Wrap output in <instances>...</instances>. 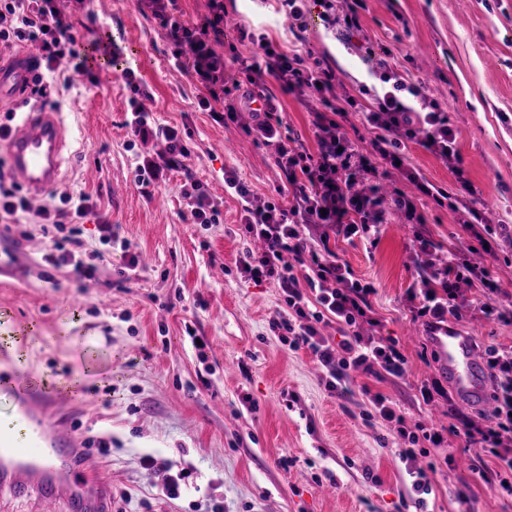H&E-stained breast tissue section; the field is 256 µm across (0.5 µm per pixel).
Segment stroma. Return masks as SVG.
<instances>
[{"instance_id":"35a3bbf8","label":"stroma","mask_w":512,"mask_h":512,"mask_svg":"<svg viewBox=\"0 0 512 512\" xmlns=\"http://www.w3.org/2000/svg\"><path fill=\"white\" fill-rule=\"evenodd\" d=\"M61 2L81 43L110 42L131 59L150 94L151 117L184 127L191 149L186 171L136 185L137 154L163 153L167 144H134L126 124L129 89L120 73L94 69V87L58 89L74 138L71 170L55 193L90 196L95 213L84 223V250H101L102 259L92 260L91 276H77L43 262L50 240L39 225H30L24 239L15 225L0 222V252L17 275L16 287L0 289V318L19 332L27 375L72 382L55 397L53 417L107 480L112 512H404L411 479L394 425L370 415L373 392L396 404L408 425L444 436L436 453L414 462L430 471L428 512H512V497L475 473L493 467V459L455 435L466 424L487 425L490 406L463 404L450 392L422 400L421 387L445 376L408 300L422 273L416 232L439 242L431 257L437 263L469 240L463 223L471 210L489 224L512 226V0H362L363 32L349 44L327 29L280 18L277 0H224L225 44L236 43L243 27L282 51H310L340 77L336 105L352 96L365 108L372 99L362 89L377 80L355 45L386 48L392 67L422 82L459 131L465 183L419 144L405 150L410 168L447 189L452 207L427 198L419 204L422 224L393 212L377 242H331L353 278L375 289L374 321L361 323L362 333L406 357L398 378L350 371L340 394L325 388L309 351L290 350L272 331L288 312L276 283L250 280L237 266L241 207L224 189L225 172L251 189L253 206L292 202L270 150L247 133L250 113L219 124L202 111L200 90L174 66L164 30L137 0ZM263 86L304 149L316 152L311 120L319 102L282 90L269 76ZM188 172L207 188L218 223H193L181 193ZM100 216L129 251L100 245ZM131 252L139 258L133 271L126 267ZM75 297L82 300L76 311ZM483 300L481 290L461 284L456 325L484 358L490 348L512 347V320L484 316ZM198 340L204 350L195 349ZM92 437L107 438L106 453L88 447ZM152 457L183 473L178 499L164 496L165 473L149 465Z\"/></svg>"}]
</instances>
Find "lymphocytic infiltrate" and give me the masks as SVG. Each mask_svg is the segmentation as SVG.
Wrapping results in <instances>:
<instances>
[{"instance_id": "1", "label": "lymphocytic infiltrate", "mask_w": 512, "mask_h": 512, "mask_svg": "<svg viewBox=\"0 0 512 512\" xmlns=\"http://www.w3.org/2000/svg\"><path fill=\"white\" fill-rule=\"evenodd\" d=\"M139 5L150 10L166 30L176 65L192 73L203 89L200 107L211 110L217 122L223 121L225 115L234 114V105L224 100V55L216 49L224 34V0H209L208 16L196 26L182 22L176 0H139ZM239 38L253 46L252 56L239 61L240 72L251 86L246 93L247 101H254V86L266 75L286 91L309 90L321 101H328L339 80L334 69L322 66L317 60L307 61L298 53H284L264 36L245 29L240 30ZM20 45L34 49L41 63L42 73L33 92L46 100L51 97L52 83L61 78L60 60H67L75 70L87 65V54L80 49L71 23L59 13L55 0H0V47L10 49ZM371 73L388 86L363 115L364 124L374 135V156L356 150L342 124L348 113L336 106L327 113H314L312 124L318 151L307 152L270 97L263 111L254 112L249 133L255 142L271 150L275 164L284 172L292 189L293 204L252 206L249 188L234 172L224 175L226 188L233 190L241 203L243 235L264 243L258 253L243 249L240 267L253 280L277 281L289 312L275 327L286 332L290 349H306L316 358L323 369L325 386L332 392L341 389L348 369L370 373L379 368L400 377L406 365V358L396 345H375L359 331L357 321L371 311L369 297L374 288L351 280L349 268L339 261L329 241L334 234L346 238L359 234L377 240L388 211L402 210L412 219L416 216V205L402 194L386 197L376 184L363 195L348 194V185L357 176L376 173L379 165L393 166L404 161L400 151L403 140L418 136L427 149L447 162L456 177L464 175L456 149L457 133L439 104L427 98L422 84L405 79L383 56L375 58ZM121 75L130 90L128 125L133 137L143 144L161 137L168 144L165 154L143 158L137 164L136 182L147 186L165 172L182 169L190 149L178 127L150 122L142 108L143 91L135 71L125 68ZM218 101L223 103V111H212V103ZM28 211V201L19 186L0 184V220ZM93 211L89 196L83 193L64 195L62 206L47 204L30 211L35 223L52 225L58 232L44 256L47 263L69 265L77 275L89 276L90 270L82 258L84 243L80 225ZM315 225L320 226L321 233L318 241L313 242L305 231ZM415 240L416 256L424 260L426 274L419 290L411 291L410 297L417 300V315L424 318L427 330L443 326L448 318L459 317L455 303L459 282H476L485 294L495 293L490 266L461 265L451 260L442 267H433L428 258L435 251L436 242L424 233L417 234ZM332 320L341 333L334 348L318 329L319 324ZM489 354L487 365L495 381L493 419L482 429L465 428L464 442L480 446L493 457L494 468L483 471L481 477L512 496V349L493 348ZM370 401L379 418L397 424L404 441L398 455L411 467L414 505L424 507V497L431 493L432 487L427 472L413 467L417 445L426 440L440 446L442 435L427 432L420 436L409 430L404 415L382 394L371 395Z\"/></svg>"}]
</instances>
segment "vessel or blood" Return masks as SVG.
<instances>
[{"label": "vessel or blood", "instance_id": "obj_1", "mask_svg": "<svg viewBox=\"0 0 512 512\" xmlns=\"http://www.w3.org/2000/svg\"><path fill=\"white\" fill-rule=\"evenodd\" d=\"M41 67L32 54L0 53V103L17 102L35 84ZM11 171L30 199L62 183L69 162L70 134L58 108L22 113L4 140ZM449 386L467 405L483 404L488 373L473 341L445 325L431 338ZM0 403L10 414L0 424V500L37 497L63 512H112L105 481L91 466L76 468L75 440L46 416L48 400L30 381L0 372Z\"/></svg>", "mask_w": 512, "mask_h": 512}]
</instances>
